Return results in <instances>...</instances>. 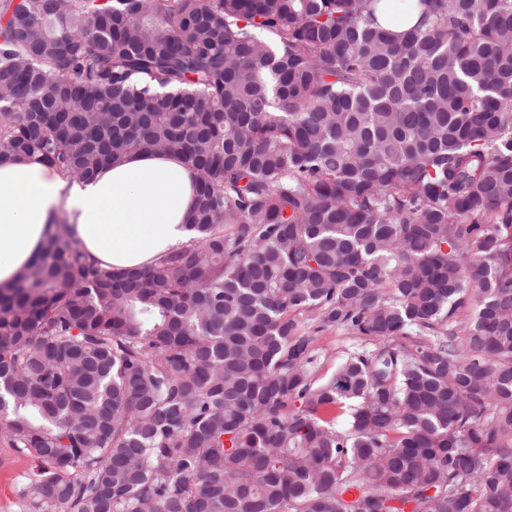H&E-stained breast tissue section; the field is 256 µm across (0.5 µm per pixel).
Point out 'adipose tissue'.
<instances>
[{"label": "adipose tissue", "mask_w": 512, "mask_h": 512, "mask_svg": "<svg viewBox=\"0 0 512 512\" xmlns=\"http://www.w3.org/2000/svg\"><path fill=\"white\" fill-rule=\"evenodd\" d=\"M194 173L176 156L143 151L87 181L27 159L0 165V289L40 254L55 220L88 260L107 269L154 263L187 244Z\"/></svg>", "instance_id": "adipose-tissue-1"}]
</instances>
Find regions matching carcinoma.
I'll return each mask as SVG.
<instances>
[{
	"label": "carcinoma",
	"instance_id": "carcinoma-1",
	"mask_svg": "<svg viewBox=\"0 0 512 512\" xmlns=\"http://www.w3.org/2000/svg\"><path fill=\"white\" fill-rule=\"evenodd\" d=\"M142 151L185 246L0 290L28 512H512V0H0V164ZM317 346L320 349L318 374L323 379L333 375L341 360L343 351L351 348L354 341L342 330H325L317 335Z\"/></svg>",
	"mask_w": 512,
	"mask_h": 512
}]
</instances>
